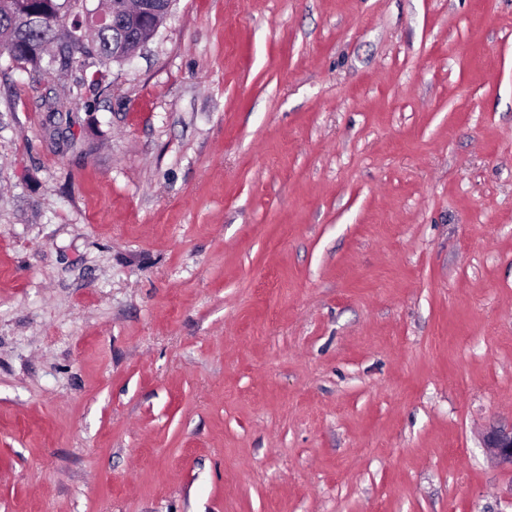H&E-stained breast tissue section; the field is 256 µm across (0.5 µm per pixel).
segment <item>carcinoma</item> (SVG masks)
<instances>
[{"label": "carcinoma", "instance_id": "cac0c4a2", "mask_svg": "<svg viewBox=\"0 0 512 512\" xmlns=\"http://www.w3.org/2000/svg\"><path fill=\"white\" fill-rule=\"evenodd\" d=\"M174 0H154V12L142 25L131 28L123 18L132 17L139 0H105L98 5L108 15L106 21L76 16L72 0H0V50L7 53L6 68L29 67L35 71L66 78L73 65L92 70L91 83L102 88L112 65L122 64L124 55L148 37L152 28L161 27ZM68 24L80 28L85 39L66 44L63 54L54 58L55 47L48 45L52 32Z\"/></svg>", "mask_w": 512, "mask_h": 512}]
</instances>
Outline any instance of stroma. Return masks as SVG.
<instances>
[{
  "instance_id": "stroma-1",
  "label": "stroma",
  "mask_w": 512,
  "mask_h": 512,
  "mask_svg": "<svg viewBox=\"0 0 512 512\" xmlns=\"http://www.w3.org/2000/svg\"><path fill=\"white\" fill-rule=\"evenodd\" d=\"M512 0H176L103 95L0 70V512H512ZM485 447L502 467L512 472V429L490 431L485 439Z\"/></svg>"
}]
</instances>
